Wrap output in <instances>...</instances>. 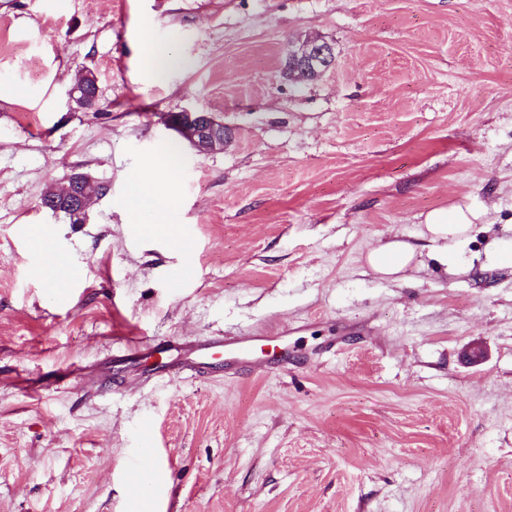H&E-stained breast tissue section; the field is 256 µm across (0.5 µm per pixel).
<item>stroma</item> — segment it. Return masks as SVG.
<instances>
[{
  "label": "stroma",
  "mask_w": 512,
  "mask_h": 512,
  "mask_svg": "<svg viewBox=\"0 0 512 512\" xmlns=\"http://www.w3.org/2000/svg\"><path fill=\"white\" fill-rule=\"evenodd\" d=\"M307 36L335 63L296 86ZM185 109L230 142L197 153L165 124ZM80 171L109 191L72 224L41 198ZM144 171L192 256L130 212ZM462 203L494 223L451 274L421 221ZM394 237L407 283L365 262ZM131 331L169 348L130 357ZM208 336L288 365L165 372ZM148 418L156 493L127 472ZM0 512H512V0H0ZM287 61L288 69L284 76L289 82L301 84L320 78L334 64L335 55L328 42L306 37L288 43L285 64ZM174 61V54L170 48L159 49L152 43L146 44L144 53L145 66L154 73H160L165 66ZM69 98L80 108L90 109L95 107L99 101L96 75L93 72L83 71L82 83L70 89Z\"/></svg>",
  "instance_id": "1"
}]
</instances>
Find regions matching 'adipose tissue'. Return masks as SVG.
<instances>
[{
	"instance_id": "1",
	"label": "adipose tissue",
	"mask_w": 512,
	"mask_h": 512,
	"mask_svg": "<svg viewBox=\"0 0 512 512\" xmlns=\"http://www.w3.org/2000/svg\"><path fill=\"white\" fill-rule=\"evenodd\" d=\"M143 192L131 200L129 207L132 212H139L145 203H152L154 220L148 231L155 235H163L171 241H178L179 236L173 226L167 224L164 217L169 196L162 183L152 175H143ZM484 209L470 205L441 207L429 211L423 221L422 236L440 245L438 260L447 271H455L457 267L456 246L468 232L471 224L486 217ZM416 259L414 247L402 240H391L372 248L366 255L367 266L385 279H399Z\"/></svg>"
}]
</instances>
